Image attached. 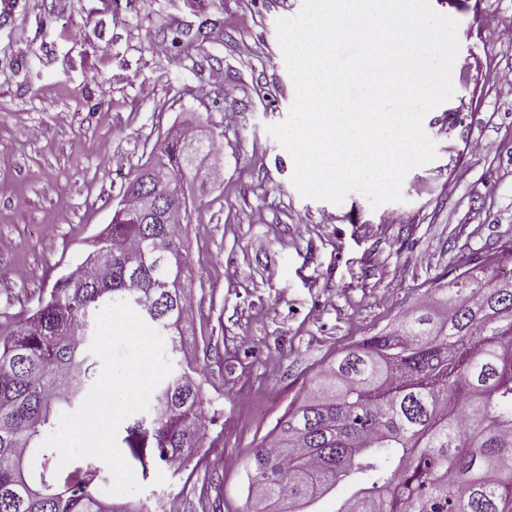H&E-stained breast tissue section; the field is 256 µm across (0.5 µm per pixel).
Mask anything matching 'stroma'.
Masks as SVG:
<instances>
[{
	"mask_svg": "<svg viewBox=\"0 0 512 512\" xmlns=\"http://www.w3.org/2000/svg\"><path fill=\"white\" fill-rule=\"evenodd\" d=\"M302 3L0 4V338L82 263L163 132L224 134L186 228L206 462L176 476L134 467L133 499L153 512H247L248 461L305 383L435 280L512 241V88L496 80L512 63L496 39L512 0H430L459 23L454 93L423 121L435 159L376 208L357 192L302 197L267 131L295 98L276 22Z\"/></svg>",
	"mask_w": 512,
	"mask_h": 512,
	"instance_id": "1",
	"label": "stroma"
}]
</instances>
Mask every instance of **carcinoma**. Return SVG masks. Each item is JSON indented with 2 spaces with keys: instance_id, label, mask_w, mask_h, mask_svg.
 Masks as SVG:
<instances>
[{
  "instance_id": "obj_1",
  "label": "carcinoma",
  "mask_w": 512,
  "mask_h": 512,
  "mask_svg": "<svg viewBox=\"0 0 512 512\" xmlns=\"http://www.w3.org/2000/svg\"><path fill=\"white\" fill-rule=\"evenodd\" d=\"M162 155L170 180L195 171L177 135ZM163 196L170 184L129 173ZM191 268L183 225L114 211L86 262L56 280L35 312L0 341V512H149L112 505L98 470L57 469L41 448L63 412L97 379L95 317L125 300L176 353L189 329ZM512 274L470 268L426 289L386 329L329 359L252 454V512H315L342 488L336 512H512ZM201 372L191 362L163 379L148 414L126 427V458L178 473L202 447Z\"/></svg>"
}]
</instances>
